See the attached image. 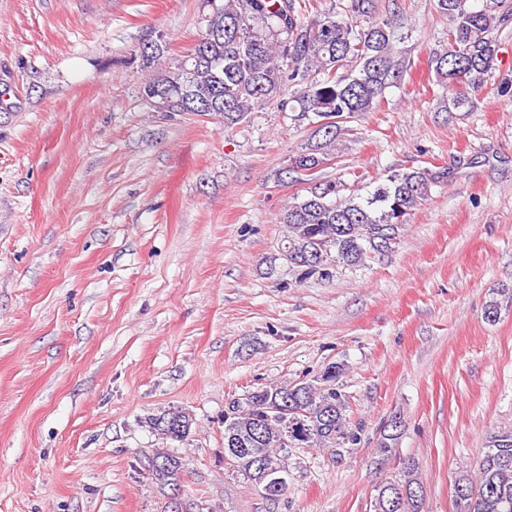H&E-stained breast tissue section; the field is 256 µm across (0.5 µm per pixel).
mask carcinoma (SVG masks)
<instances>
[{
    "mask_svg": "<svg viewBox=\"0 0 512 512\" xmlns=\"http://www.w3.org/2000/svg\"><path fill=\"white\" fill-rule=\"evenodd\" d=\"M203 30L173 67L151 75L140 95L151 104L164 97L173 111L205 117L232 128L252 109L276 103L309 122L311 142L290 160L294 182L313 184L280 213L286 234L276 258L296 281H330L340 266H356L369 254L390 250L400 230L429 196L439 176L427 169L395 172L364 195L340 194L341 186L316 183V173L336 158L333 144L344 124L380 108L385 90L401 83L409 68L399 47L397 19L376 16L374 0H348L313 20H305L295 0H207ZM448 17L446 38L430 51L429 65L446 90L445 112L471 106L469 89L494 75L500 35L512 21V0H437ZM163 54L154 42L141 49L144 67ZM290 94H285V90ZM346 367L331 362L316 376L293 385L270 383L232 398L224 409V468L260 489L288 477L290 448H327L342 456L359 447L362 427L347 415L349 396L340 382ZM144 426L164 446L151 456L166 466L150 471L158 493L184 480L185 463L166 443L186 440L193 415L169 407L144 418ZM403 427L392 414L375 454L387 460ZM283 486L270 494L280 500ZM456 512H512V429L487 442L475 474L454 480ZM373 512H424L423 486L413 459L376 486Z\"/></svg>",
    "mask_w": 512,
    "mask_h": 512,
    "instance_id": "carcinoma-1",
    "label": "carcinoma"
}]
</instances>
